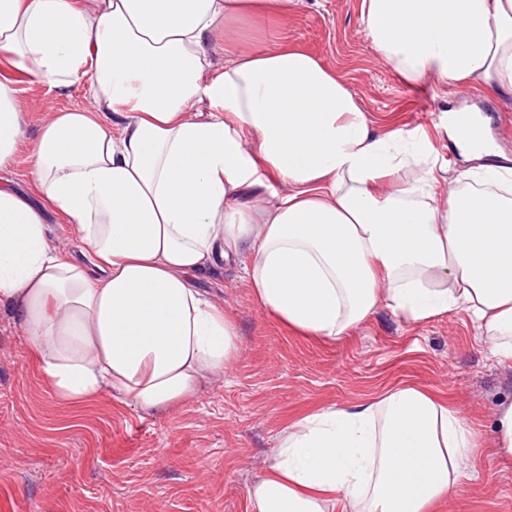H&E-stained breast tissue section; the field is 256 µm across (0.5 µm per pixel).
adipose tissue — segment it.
I'll use <instances>...</instances> for the list:
<instances>
[{"label":"adipose tissue","instance_id":"ef3b65f1","mask_svg":"<svg viewBox=\"0 0 512 512\" xmlns=\"http://www.w3.org/2000/svg\"><path fill=\"white\" fill-rule=\"evenodd\" d=\"M289 0H0V52L90 104L38 129L32 194L0 182V309L56 398L144 418L193 399L235 360L233 319L195 282L242 260L258 305L333 340L379 306L409 321L464 311L512 363V164L440 195L427 137L378 131L347 84L236 20ZM405 80L512 95V0H362ZM223 33L227 57L212 61ZM27 116L0 81V172ZM416 165L414 182L400 179ZM77 233L51 247L47 215ZM479 445L446 399L401 385L283 429L248 512H440Z\"/></svg>","mask_w":512,"mask_h":512}]
</instances>
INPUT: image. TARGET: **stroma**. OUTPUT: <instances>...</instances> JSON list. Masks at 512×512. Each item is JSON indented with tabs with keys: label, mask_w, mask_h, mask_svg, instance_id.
Wrapping results in <instances>:
<instances>
[{
	"label": "stroma",
	"mask_w": 512,
	"mask_h": 512,
	"mask_svg": "<svg viewBox=\"0 0 512 512\" xmlns=\"http://www.w3.org/2000/svg\"><path fill=\"white\" fill-rule=\"evenodd\" d=\"M361 2L291 0L283 16L239 28L255 49L291 44L335 71L379 130L429 131L451 191L470 162L435 125L453 108L494 119L512 113V96L404 81L374 49ZM2 77L30 116L7 175L23 191L39 119L88 106L89 81L60 90L4 64ZM197 286L233 317L237 360L182 407L147 419L106 398L80 406L56 399L26 354L22 330L0 310V512H247V489L271 464L288 421L405 383L446 398L487 443L443 512H512V462L489 446L497 408L512 400V366L490 356L466 313L411 323L382 307L341 339H306L258 306L240 263Z\"/></svg>",
	"instance_id": "1"
}]
</instances>
